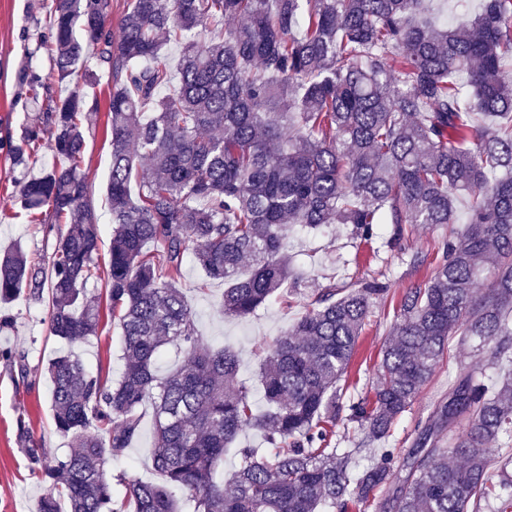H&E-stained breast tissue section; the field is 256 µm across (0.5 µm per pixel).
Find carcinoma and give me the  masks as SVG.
Here are the masks:
<instances>
[{
	"mask_svg": "<svg viewBox=\"0 0 512 512\" xmlns=\"http://www.w3.org/2000/svg\"><path fill=\"white\" fill-rule=\"evenodd\" d=\"M108 16L109 0H52L33 50L53 52L59 83L88 45L111 73L106 295L124 362L109 385L70 352L48 363L69 451L46 462L17 420L46 486L39 512H61L62 500L68 512H351L395 481L397 512H512V81L502 68L512 0H482L451 26L431 0H127L115 34ZM199 28L224 35L188 37ZM84 77L11 147L16 167L32 144L61 160L22 177L19 197L30 216H56L54 250L42 266L17 244L0 254V302L48 294L50 333L71 343L100 321L85 291L99 236L81 169L85 88L97 77ZM461 196L466 227L441 237L434 276L406 290L370 402L339 382L383 282L314 297L267 349L261 412L237 381V355L204 346L177 287L191 255L224 281V313L246 317L305 280L284 253L295 229L351 224L365 243L392 224L396 245L405 224L457 223ZM453 338L485 351L497 374L457 360L434 410L448 446L426 424L405 476L392 448L354 470L352 453L332 446L336 416L372 442L390 436ZM165 345L182 360L160 376ZM148 406L163 482L130 479L118 497L106 465L139 436ZM246 428L265 447L238 449L234 478L217 483L216 464Z\"/></svg>",
	"mask_w": 512,
	"mask_h": 512,
	"instance_id": "carcinoma-1",
	"label": "carcinoma"
}]
</instances>
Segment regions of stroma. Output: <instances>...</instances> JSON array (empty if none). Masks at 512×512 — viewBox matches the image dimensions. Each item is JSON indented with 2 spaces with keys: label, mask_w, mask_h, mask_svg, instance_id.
Segmentation results:
<instances>
[{
  "label": "stroma",
  "mask_w": 512,
  "mask_h": 512,
  "mask_svg": "<svg viewBox=\"0 0 512 512\" xmlns=\"http://www.w3.org/2000/svg\"><path fill=\"white\" fill-rule=\"evenodd\" d=\"M52 0H0V244H19L30 263H44L56 243L49 226L51 212L30 220L16 204L21 174L10 157V145L20 143L25 128L52 101L63 95L47 51L34 46L45 27ZM35 72L38 89L25 79ZM99 81L88 100L90 119L83 126L85 147L82 169L92 189V205L97 216L100 248L95 257L96 277L86 285L89 299L100 303L101 322L97 334L72 344H64L49 331V301L21 296L0 304V318H10L9 328H0V350L25 353L28 377H21L0 362V512H37L43 485L30 469L16 439V420L24 418L32 435L45 444L49 457L64 455L68 438L53 426L50 406L51 387L46 367L51 358L68 348L102 379L118 378L121 358V330L112 321L105 295L106 267L112 240L111 216L106 203V186L111 167L107 104L110 77L107 66L96 69ZM447 227L428 228L405 225L403 243L407 252L422 256L413 266L401 259L391 244L392 225H383L371 243L352 238L349 226L336 224L315 232L295 231L285 241V250L309 277L292 303L278 296L270 298L256 314L237 318L225 314L224 284L206 279L193 260H186L178 279L195 319L202 342L213 349L229 348L240 362L238 379L250 390L255 406H262L263 391L259 372L265 346L271 344L302 314L318 288L333 283L345 286L357 281L379 279L387 286L377 299L362 329L348 369L349 392L355 398H372L378 378L381 353L399 318L403 294L413 284L428 280L436 265V244L447 234ZM455 369L454 356H447L432 379L423 387L411 408L397 421L389 439L399 457H406L413 446L418 424L427 422L434 405L448 393V376ZM154 446L153 421L144 416L141 432L125 458L113 463L110 478L116 492H123V479L158 482L151 452Z\"/></svg>",
  "instance_id": "stroma-1"
}]
</instances>
